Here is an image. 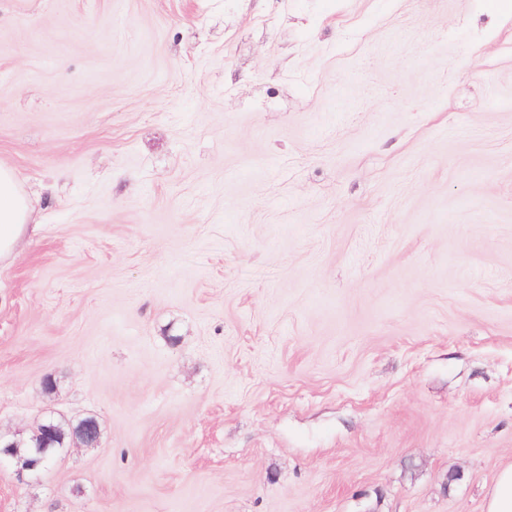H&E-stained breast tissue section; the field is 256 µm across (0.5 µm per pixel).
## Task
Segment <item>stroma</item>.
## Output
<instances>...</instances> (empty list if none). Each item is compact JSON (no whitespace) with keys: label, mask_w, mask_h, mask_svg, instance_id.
Wrapping results in <instances>:
<instances>
[{"label":"stroma","mask_w":512,"mask_h":512,"mask_svg":"<svg viewBox=\"0 0 512 512\" xmlns=\"http://www.w3.org/2000/svg\"><path fill=\"white\" fill-rule=\"evenodd\" d=\"M0 512H485L512 463V0H0ZM34 211L33 199L23 193L12 168L0 164V256L17 250ZM52 432L47 435H33L27 443H22L21 448H15L19 442L16 439L7 438L0 433V455L2 457H10L14 461L15 474L19 480H24L27 476H36L41 472L47 470L53 462V457H18L12 454L16 452L20 455L28 456L34 448H43L46 455H52L57 448H63L67 439L72 438V435L79 428V423L65 428L59 422L51 421Z\"/></svg>","instance_id":"1"}]
</instances>
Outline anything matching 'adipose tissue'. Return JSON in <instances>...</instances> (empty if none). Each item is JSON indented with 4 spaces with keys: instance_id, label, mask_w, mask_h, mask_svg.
I'll use <instances>...</instances> for the list:
<instances>
[{
    "instance_id": "1",
    "label": "adipose tissue",
    "mask_w": 512,
    "mask_h": 512,
    "mask_svg": "<svg viewBox=\"0 0 512 512\" xmlns=\"http://www.w3.org/2000/svg\"><path fill=\"white\" fill-rule=\"evenodd\" d=\"M34 211L33 199L23 193L12 168L0 164V256L17 250Z\"/></svg>"
}]
</instances>
